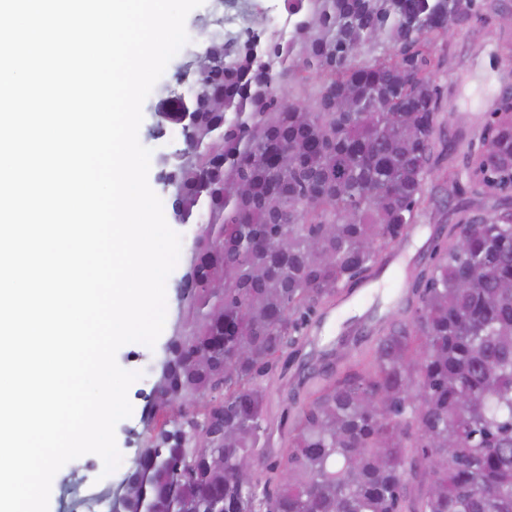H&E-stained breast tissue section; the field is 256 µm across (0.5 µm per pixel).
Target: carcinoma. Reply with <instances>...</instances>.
Here are the masks:
<instances>
[{"instance_id":"cac0c4a2","label":"carcinoma","mask_w":512,"mask_h":512,"mask_svg":"<svg viewBox=\"0 0 512 512\" xmlns=\"http://www.w3.org/2000/svg\"><path fill=\"white\" fill-rule=\"evenodd\" d=\"M283 9L287 30H213L183 65L198 92L161 179L199 229L146 436L104 496L112 512H512V207L486 213L512 191V101L467 159L477 199L414 274L406 317L345 374L321 368L272 454L286 350L440 209L431 176L463 190L433 73L477 0Z\"/></svg>"}]
</instances>
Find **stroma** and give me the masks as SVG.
<instances>
[{
    "label": "stroma",
    "mask_w": 512,
    "mask_h": 512,
    "mask_svg": "<svg viewBox=\"0 0 512 512\" xmlns=\"http://www.w3.org/2000/svg\"><path fill=\"white\" fill-rule=\"evenodd\" d=\"M512 9V0H495L481 17L470 20L455 37L444 43L447 56L445 66L434 73L433 79L442 91V104L453 111L446 131L457 143L456 159H463L480 146V135L489 115L507 93H512V27L502 25L499 11ZM185 58L177 53L168 63L143 104V121L139 140L151 149L148 182L155 193H162L158 181L162 155L183 146L182 140L159 136L156 130V112L163 99V90L175 85L176 74ZM440 226L436 220L424 217L409 230L404 241L386 258L383 270L368 282L355 288L349 298L332 300L331 312L317 311L311 316L304 338L288 358L283 377L273 385L270 417L273 421L286 420L289 413L290 391L306 394L320 384L313 370L329 357L336 370H344L347 359L336 351L340 336H348L350 344L369 350L375 341V331L382 323L398 316V304L409 289L407 276L413 275L428 263L440 242ZM184 275L183 265H176L166 282V321L154 346L129 343L117 352L118 364L134 370L141 362L159 365L165 345L178 318L180 290L178 283ZM146 393L140 383H133L128 397L133 411L121 420L115 429L116 442L126 463L132 462L144 437L142 409ZM124 467L112 475H103V462L87 454L65 464L54 476L49 499V512H83V502L89 493H102L118 486L127 474Z\"/></svg>",
    "instance_id": "stroma-1"
}]
</instances>
